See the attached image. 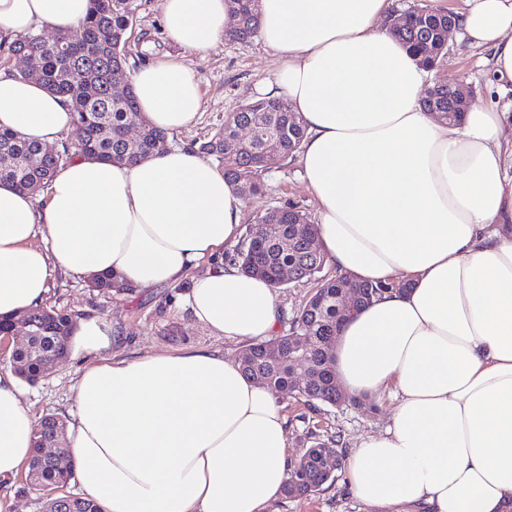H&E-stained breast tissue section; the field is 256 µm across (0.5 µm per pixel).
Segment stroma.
<instances>
[{
  "mask_svg": "<svg viewBox=\"0 0 512 512\" xmlns=\"http://www.w3.org/2000/svg\"><path fill=\"white\" fill-rule=\"evenodd\" d=\"M164 51L160 0H138L137 19L127 41L128 60L140 61L143 48ZM487 51L470 46L462 33H454L448 52L433 73L434 80L464 82L472 87L474 99L488 107L512 103V93H502L492 73ZM190 63L198 80L203 108L188 128L172 136L176 145H194L213 135L224 124L226 114L237 111L255 96L256 87L272 79L277 68L274 53L259 40L237 43L221 41L204 56H193ZM273 198L297 204L315 218L317 205L300 174L297 160L263 175ZM184 287L157 286L138 291L105 294L90 282H76L63 274H54L46 306L71 312L90 311L111 323L115 336L112 349L119 355L134 358L182 348H207L238 356L241 343L211 335L191 318L182 299ZM81 360L71 357L59 362L49 374L34 384H25L26 404L34 418L46 415L66 417L75 410L71 386ZM288 418V447L299 456L309 432L320 435L340 434L343 450H350L368 434L383 432L392 421L396 400L383 392L366 400L364 407L350 405L315 408L283 399ZM268 512H372L348 491L344 478L324 485L318 493L302 498L278 497Z\"/></svg>",
  "mask_w": 512,
  "mask_h": 512,
  "instance_id": "1",
  "label": "stroma"
}]
</instances>
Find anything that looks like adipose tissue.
Instances as JSON below:
<instances>
[{"label":"adipose tissue","instance_id":"ef3b65f1","mask_svg":"<svg viewBox=\"0 0 512 512\" xmlns=\"http://www.w3.org/2000/svg\"><path fill=\"white\" fill-rule=\"evenodd\" d=\"M91 0H0V41L68 33ZM260 41L278 61L262 97L286 98L305 129L299 164L317 203L326 266L390 292L348 317L332 349L357 398L394 388L393 420L345 459L351 494L375 512H512V110L472 104L456 122L426 112L430 78L390 32V0H261ZM235 0H162L175 47L133 71L142 116L168 134L202 107L190 56L232 29ZM459 27L512 85V0H462ZM0 129L52 145L73 105L0 72ZM242 222L240 187L197 148L136 161L78 154L44 206L0 183V318L41 307L54 272L115 276L140 290L190 279L191 317L235 341L274 336L266 280L225 262ZM209 261L202 275L191 271ZM112 325L75 317L84 365L67 448L102 512H267L292 459L277 397L204 348L127 359ZM38 424L0 364V479L34 452Z\"/></svg>","mask_w":512,"mask_h":512}]
</instances>
